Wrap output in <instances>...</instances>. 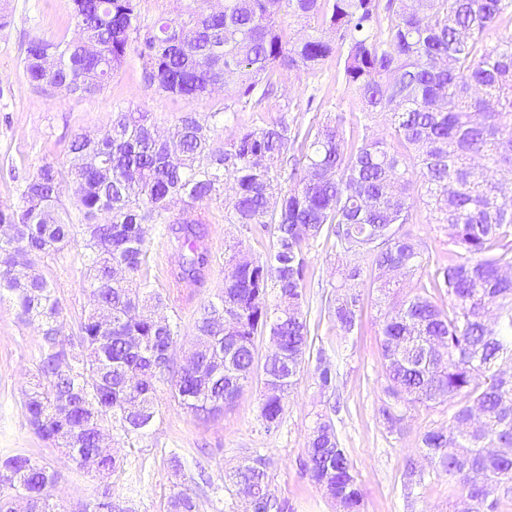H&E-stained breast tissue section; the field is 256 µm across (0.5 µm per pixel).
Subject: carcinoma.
Wrapping results in <instances>:
<instances>
[{"instance_id":"carcinoma-1","label":"carcinoma","mask_w":512,"mask_h":512,"mask_svg":"<svg viewBox=\"0 0 512 512\" xmlns=\"http://www.w3.org/2000/svg\"><path fill=\"white\" fill-rule=\"evenodd\" d=\"M141 2L72 0L74 38L31 39L23 59L29 80L92 96L132 48L145 83L165 93L200 101L231 81L261 102L282 72L314 70L336 54L364 123L348 131L339 114L302 129L280 119L219 145L212 132L233 112H212L206 124L186 113L161 139L148 113L120 112L103 138L74 136L65 165L41 166L19 205H0V224L14 230L0 240V302L12 301L41 332L36 383L23 400L31 430L78 466L91 461L110 476L121 460L102 430L144 435L161 383L195 417H216L252 378L255 341L265 332L280 337L284 360L262 366L261 418L279 425L309 348L304 250L333 236L343 251L372 258L373 282L389 298L379 329L388 380L383 423L400 428L402 404L456 401L447 424L423 436L422 451L459 485L469 512L497 508L498 495L512 492V456L484 449L512 448V196L504 188L512 176V41L491 43L487 33L512 14V0H223L208 10L192 0L151 18ZM283 15L310 32L287 33ZM379 116L387 117L389 138L373 140L365 130ZM414 169L417 181L409 177ZM65 177L77 185L76 223L58 205ZM228 184L224 222L273 225L276 243L262 261L241 249L228 259L221 293L196 309L195 349L177 366L178 323L144 309L195 299L213 261L209 217L195 203ZM418 195L450 230L448 264L433 271L404 228L414 223ZM177 200L185 207L164 222ZM161 223L172 251L165 297L147 275L145 226ZM72 244L82 248L92 308L66 336L38 265ZM415 274L422 293L399 297L400 278ZM361 311L357 289L336 298L343 334L359 330ZM474 407L484 425L470 434L464 423ZM300 466L339 512H361L362 493L331 419L316 422ZM60 479L33 456L0 453V512H14L19 498L27 512H64L45 494ZM232 482L253 485L251 512H288L265 456L246 457ZM79 512L133 509L108 483ZM167 512H199L196 493L175 492Z\"/></svg>"}]
</instances>
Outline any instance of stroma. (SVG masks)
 Segmentation results:
<instances>
[{
    "mask_svg": "<svg viewBox=\"0 0 512 512\" xmlns=\"http://www.w3.org/2000/svg\"><path fill=\"white\" fill-rule=\"evenodd\" d=\"M9 24L0 29V204L19 203L26 180L48 162L63 165L74 135H104L118 109L149 113L160 134H167L186 112L207 119L210 113L227 110L235 115L217 140H225L238 128L254 127L286 118L290 125L321 126L336 114L351 115L353 106L335 61L317 71L285 72L278 91L262 103L240 99L236 87L214 93L202 103L147 87L136 55L99 93L77 98L60 89L29 81L23 68L28 40H57L75 34L70 18L71 0H8ZM211 274L199 301L212 299L224 286L226 260L234 245L262 260L274 238L224 221V202L209 201ZM415 222L410 230L422 246L430 267L448 261V229L435 223L423 201L415 203ZM309 274L303 290V310L313 334L299 380L284 403L282 421L265 430L260 418L262 383L253 375L237 400L221 415L200 420L174 400L168 386L156 396L153 427L139 437H125L112 430V446L123 467L111 477L112 489L133 500L137 512H166L170 495L185 486L194 487L200 512H246L241 498L225 483V472L234 469L248 454L268 457L276 495L288 501L292 512H336L334 501L300 469L309 434L316 421L331 418L340 445L350 459L360 486L362 512H451L454 497L448 478L421 452L425 432L445 424L448 407L441 404L402 408L400 431H388L379 408L386 401L384 360L378 336L385 310L378 292L363 284L362 329L343 335L337 327L333 306L340 283L338 270L359 262L370 270V258H355L317 239L305 250ZM41 273L55 290L62 307L64 331H71L88 307L86 270L77 248L45 259ZM40 330L24 321L11 302L0 303V452L32 455L62 475L51 497L72 512L88 502L101 481L91 469L79 468L59 448L41 441L30 429L23 399L33 383L40 355ZM335 376L332 388H321L320 368ZM179 457L183 470L174 474L170 462ZM413 463L421 482L405 490L403 469Z\"/></svg>",
    "mask_w": 512,
    "mask_h": 512,
    "instance_id": "obj_1",
    "label": "stroma"
}]
</instances>
